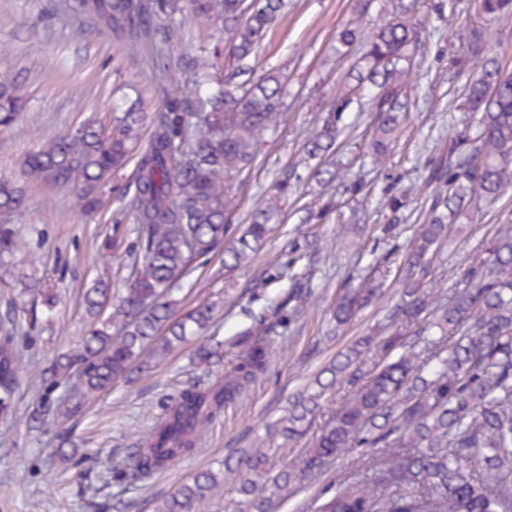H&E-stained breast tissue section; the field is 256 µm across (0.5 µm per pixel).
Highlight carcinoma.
Returning a JSON list of instances; mask_svg holds the SVG:
<instances>
[{"label": "carcinoma", "instance_id": "1", "mask_svg": "<svg viewBox=\"0 0 512 512\" xmlns=\"http://www.w3.org/2000/svg\"><path fill=\"white\" fill-rule=\"evenodd\" d=\"M195 17L220 20L228 34L232 71L217 79L214 64L198 57L192 73L164 67L168 85L153 113L152 131L143 148L139 131L141 101L132 102L106 129L91 117L77 127L53 134L27 153L24 182L0 178V265L19 252L37 256L18 238L11 219L27 208V183L67 192L80 186L76 207L96 214L105 206V189L114 174L136 160L133 190L116 199L131 217L135 238L125 250L131 279L118 302L107 305L110 285L93 283L83 303L96 322L76 349L51 360L36 373L35 419L56 426L59 414L50 394L71 384L69 401L112 387L132 366L151 369L206 328L212 308L201 306L181 320L172 319L173 295L202 259L217 250L224 266L246 262L264 245L279 221L283 180L248 223L232 227L235 181L250 171L264 133L284 120L287 76L255 75L252 61L283 0H191ZM412 0H397L396 10L376 27L361 57L366 73L357 86L375 112L374 150L385 151L404 111L403 88L410 72L415 34L408 23ZM73 18H91L123 40L135 59L146 47L164 60L168 35L157 20L181 12L179 0H64ZM483 14L512 19V0H480ZM358 39L349 25L339 33L345 55ZM355 88L336 96L318 132L304 144L306 160L330 153L342 133L343 113ZM28 102L27 89L0 75V127L14 128ZM465 105L481 116L475 134L448 140V164L435 165L427 183L434 186L436 216L423 224L403 261V290L388 336L377 344L365 338L336 355L324 369L326 383L348 387L300 461L269 478L268 457L246 452L237 465L202 471L165 498L157 512H205L206 493L220 480L238 485L251 512H272L277 491L321 474L336 457L355 452L361 469L344 484L331 481L319 492L314 512H512V224H500L485 247L486 257L472 265L462 286L443 295L422 287L427 257L456 222L466 198L474 193L496 199L512 185V73L494 59L466 88ZM23 292L41 296L42 313L22 323L11 314L0 318V414L13 404L20 357L15 340L48 329L55 299L23 284ZM382 284L370 279L336 295L339 326L378 300ZM312 292L295 288L271 316L231 342L237 363L224 381L201 388L192 383L170 400L152 431L139 439L121 473L128 484L143 483L180 458L198 450L204 430L224 408L242 397L268 366L271 334L303 311ZM420 327L422 341L410 342ZM372 355L374 370L361 369ZM198 364L224 361V342L210 339L197 351ZM320 410L318 396L291 404L282 435L301 433L308 416ZM383 449L380 459L367 452Z\"/></svg>", "mask_w": 512, "mask_h": 512}]
</instances>
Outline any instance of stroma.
<instances>
[{"instance_id": "35a3bbf8", "label": "stroma", "mask_w": 512, "mask_h": 512, "mask_svg": "<svg viewBox=\"0 0 512 512\" xmlns=\"http://www.w3.org/2000/svg\"><path fill=\"white\" fill-rule=\"evenodd\" d=\"M59 0H0V73L25 83L28 110L22 134L0 130L10 147L0 150V177L18 176L29 149L38 141L94 117L111 122L113 108L126 97H141L145 113H153L162 90L154 78L152 53L129 59L123 44L90 19L75 20L57 8ZM386 0H285L279 17L259 46L257 72L280 69L288 75L286 118L260 141L253 170L235 184L236 208L232 224L245 223L250 212L264 204L276 179L297 164L301 148L320 125V117L336 94L343 91L347 73L363 53L336 55V39L349 23L362 28L385 15ZM419 34L412 74L403 93L408 110L395 141L381 161H374L367 145L374 133L365 101L354 102L344 115L346 130L328 158L329 169L346 171L360 180L359 196L345 192L341 181L322 186L304 178L299 189L281 202V222L264 249L250 262L228 270L221 255L199 266L178 293L174 316L213 302L217 308L210 325L218 337L231 339L249 326L250 313L274 306L301 282L313 291L311 305L286 331L274 338L269 367L246 395L225 405L206 430L199 450L179 459L137 487L115 483L111 473L95 468L94 460L121 463L139 438L153 427L162 405L188 383L211 384L231 368L232 353L222 365L207 368L195 359L196 343L171 352L152 370L132 371L116 379L111 389L89 396L61 427L78 447L70 462L52 454L55 432L41 427L32 413L35 395L32 363H46L77 347L89 329V318L79 304L86 281L107 276L114 293L128 285L130 269L124 245L111 256L97 249L99 235L110 230L117 216H83L74 208V192L58 193L42 184H29L28 207L16 223L21 233L30 226L43 229L46 244L36 265L20 263L10 270L13 280L34 281L54 290L59 299L54 333L32 332L19 338L16 348L24 362L12 414L0 418V512H109L110 504L127 503L126 512H156L158 505L194 473L235 463L241 449L255 447L265 427L279 422L289 401L313 387L316 375L328 367L339 350L362 336L386 334L388 315L399 297V269L385 280V297L344 327L332 319L336 293L345 283H359L370 273L386 245L381 227L390 218L382 205L383 191L397 183L407 193L406 206L395 230V242L408 250L419 224L429 215L433 189L426 186L429 166L447 158L448 141L476 127L477 114L464 106L463 89L481 69L479 58L458 63L466 52L471 30L483 33L490 54L512 72V23L486 16L479 0H416L409 15ZM227 36L221 22L210 24L185 16L183 28L170 41L169 64L184 55L218 54L220 69H228ZM329 206L327 223H305L307 209ZM512 223V187L497 199L473 196L459 222L431 255L426 285L451 288L464 274L498 225ZM358 224L355 239L342 237L339 228ZM310 243L305 257L278 280L263 283L261 273L270 264L284 262L294 240ZM342 389H327L322 411L308 420L301 435L275 438L267 454L273 470L296 460L310 447L316 433L336 408ZM353 455L336 458L320 477L289 488L277 512H311L321 487L335 475L353 471Z\"/></svg>"}]
</instances>
